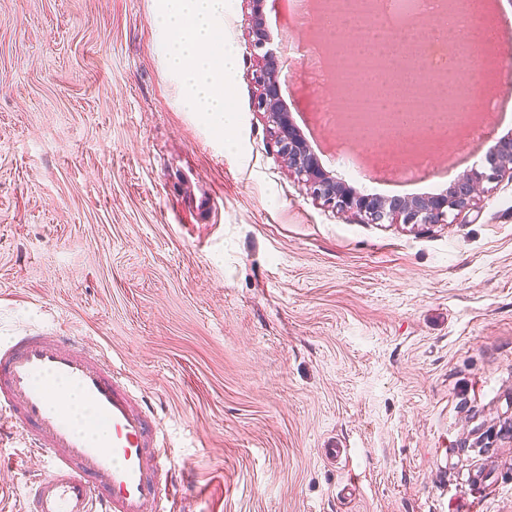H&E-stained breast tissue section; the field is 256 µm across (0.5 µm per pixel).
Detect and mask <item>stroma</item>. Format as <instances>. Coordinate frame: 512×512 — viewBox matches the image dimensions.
Wrapping results in <instances>:
<instances>
[{"label":"stroma","instance_id":"obj_1","mask_svg":"<svg viewBox=\"0 0 512 512\" xmlns=\"http://www.w3.org/2000/svg\"><path fill=\"white\" fill-rule=\"evenodd\" d=\"M157 0H0V341L65 329L158 414L173 512H512V180L445 224H366L316 200L257 109L245 0L218 132L167 72ZM265 0L281 95L326 170L438 194L512 136L413 179L317 115L319 6ZM338 456H329V449ZM36 459L0 439L20 512Z\"/></svg>","mask_w":512,"mask_h":512}]
</instances>
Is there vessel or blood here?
Masks as SVG:
<instances>
[{"instance_id":"obj_1","label":"vessel or blood","mask_w":512,"mask_h":512,"mask_svg":"<svg viewBox=\"0 0 512 512\" xmlns=\"http://www.w3.org/2000/svg\"><path fill=\"white\" fill-rule=\"evenodd\" d=\"M68 387L109 435L99 440L73 426ZM0 427L18 431L49 466L35 476L23 512H167L174 458L145 397L101 350L62 331L1 343Z\"/></svg>"}]
</instances>
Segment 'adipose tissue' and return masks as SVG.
Here are the masks:
<instances>
[{"instance_id": "1", "label": "adipose tissue", "mask_w": 512, "mask_h": 512, "mask_svg": "<svg viewBox=\"0 0 512 512\" xmlns=\"http://www.w3.org/2000/svg\"><path fill=\"white\" fill-rule=\"evenodd\" d=\"M226 0H160L155 23L169 72L178 80L183 99L215 128L230 124L224 78L236 67L224 45Z\"/></svg>"}]
</instances>
